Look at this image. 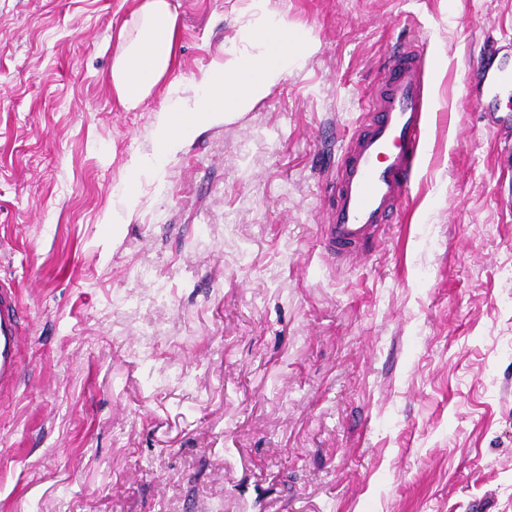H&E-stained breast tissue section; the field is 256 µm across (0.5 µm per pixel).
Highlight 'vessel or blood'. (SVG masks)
Wrapping results in <instances>:
<instances>
[{"mask_svg": "<svg viewBox=\"0 0 512 512\" xmlns=\"http://www.w3.org/2000/svg\"><path fill=\"white\" fill-rule=\"evenodd\" d=\"M488 92L512 82L507 61H486ZM424 104L422 50L409 43L390 51L388 73L372 100L370 123L351 142L329 220L324 249L334 259H353L372 246L392 222L415 171ZM20 290L0 282V398L14 396L25 374L20 348L28 328Z\"/></svg>", "mask_w": 512, "mask_h": 512, "instance_id": "b4317fda", "label": "vessel or blood"}]
</instances>
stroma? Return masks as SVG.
I'll list each match as a JSON object with an SVG mask.
<instances>
[{
  "instance_id": "35a3bbf8",
  "label": "stroma",
  "mask_w": 512,
  "mask_h": 512,
  "mask_svg": "<svg viewBox=\"0 0 512 512\" xmlns=\"http://www.w3.org/2000/svg\"><path fill=\"white\" fill-rule=\"evenodd\" d=\"M173 87L112 92L135 0H0V277L29 316L0 512H512V152L461 81L512 0H268L315 49L140 178L166 97L255 20L174 0ZM422 38L411 190L353 265L320 240L390 48Z\"/></svg>"
}]
</instances>
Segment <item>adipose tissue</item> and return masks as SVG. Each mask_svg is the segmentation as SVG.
I'll return each instance as SVG.
<instances>
[{"instance_id": "adipose-tissue-1", "label": "adipose tissue", "mask_w": 512, "mask_h": 512, "mask_svg": "<svg viewBox=\"0 0 512 512\" xmlns=\"http://www.w3.org/2000/svg\"><path fill=\"white\" fill-rule=\"evenodd\" d=\"M133 27H120L112 56V91L124 110L138 109L171 72L177 10L172 0H137Z\"/></svg>"}]
</instances>
